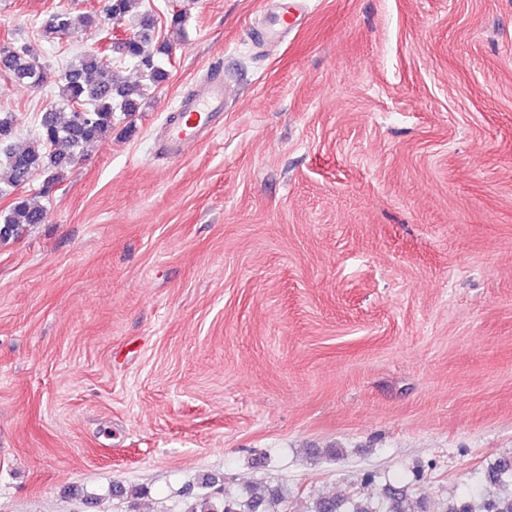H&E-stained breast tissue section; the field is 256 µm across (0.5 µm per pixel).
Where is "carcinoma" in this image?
<instances>
[{
  "label": "carcinoma",
  "instance_id": "1",
  "mask_svg": "<svg viewBox=\"0 0 512 512\" xmlns=\"http://www.w3.org/2000/svg\"><path fill=\"white\" fill-rule=\"evenodd\" d=\"M141 0H105L99 12L85 14L84 28L116 22L132 11ZM76 23L69 13L53 15L46 27L49 35H72ZM153 24L147 13L141 14L140 30L125 42L112 43V55L133 61L152 85L159 86L168 78L161 57L172 54L173 43L164 40L149 49ZM14 82L33 89L56 85L59 103L42 114L37 135L20 146L7 144L16 131V119L11 112L0 111V171L5 182L16 190L28 183L39 172L53 183L64 172L84 157L108 131L117 111L134 112L144 95V85L123 80L120 75L99 64V50L83 51L60 71H53L41 61L32 45L14 46L6 58L0 60ZM46 195H20L5 210L0 211V226L6 225L12 233H20L31 224H42L47 210L38 200ZM219 479L210 475L200 477L206 492L198 496L187 512H287V495L280 486L256 484L243 491L221 487L212 488ZM485 483L490 485L483 500L484 512H512V458H502L485 471ZM409 485L386 483L372 498L354 496L319 497L312 502L310 512H416L409 493Z\"/></svg>",
  "mask_w": 512,
  "mask_h": 512
}]
</instances>
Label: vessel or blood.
Returning a JSON list of instances; mask_svg holds the SVG:
<instances>
[{"label":"vessel or blood","mask_w":512,"mask_h":512,"mask_svg":"<svg viewBox=\"0 0 512 512\" xmlns=\"http://www.w3.org/2000/svg\"><path fill=\"white\" fill-rule=\"evenodd\" d=\"M306 0H277L278 21L264 28L259 38L276 42L284 37L295 16L301 15ZM229 98V88L221 73H213L194 94L182 99L162 135L160 152L176 160L201 144L220 125Z\"/></svg>","instance_id":"1"}]
</instances>
